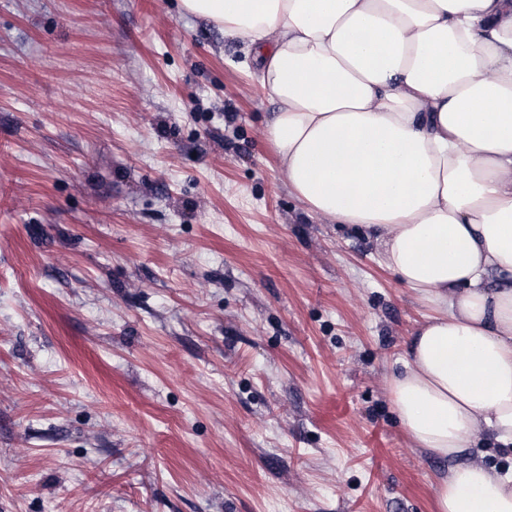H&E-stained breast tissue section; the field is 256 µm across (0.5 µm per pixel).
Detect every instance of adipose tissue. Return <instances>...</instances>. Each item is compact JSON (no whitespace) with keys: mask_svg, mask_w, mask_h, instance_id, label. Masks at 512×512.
Masks as SVG:
<instances>
[{"mask_svg":"<svg viewBox=\"0 0 512 512\" xmlns=\"http://www.w3.org/2000/svg\"><path fill=\"white\" fill-rule=\"evenodd\" d=\"M248 40L267 127L309 214L376 231L432 310L391 401L446 473L434 512H512V0H181Z\"/></svg>","mask_w":512,"mask_h":512,"instance_id":"adipose-tissue-1","label":"adipose tissue"}]
</instances>
